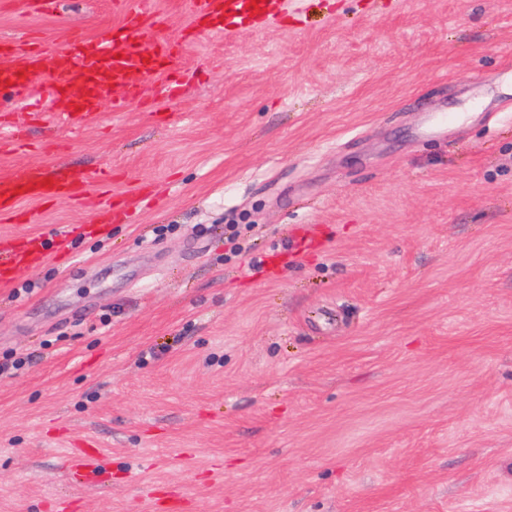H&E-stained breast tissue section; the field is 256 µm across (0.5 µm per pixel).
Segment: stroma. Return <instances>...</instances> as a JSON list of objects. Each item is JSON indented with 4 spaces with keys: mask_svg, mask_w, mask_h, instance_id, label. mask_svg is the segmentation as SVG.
<instances>
[{
    "mask_svg": "<svg viewBox=\"0 0 512 512\" xmlns=\"http://www.w3.org/2000/svg\"><path fill=\"white\" fill-rule=\"evenodd\" d=\"M71 128L17 102L0 178L53 250L0 286V512H512V0H270ZM113 0L0 37L121 30ZM50 180L48 188L37 186V182L45 184ZM90 177L81 171L47 172L41 168L25 171L15 177L0 178V215L12 214L23 200H36L47 203L61 197L78 200L86 192ZM36 186V189H32Z\"/></svg>",
    "mask_w": 512,
    "mask_h": 512,
    "instance_id": "35a3bbf8",
    "label": "stroma"
}]
</instances>
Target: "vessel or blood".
Listing matches in <instances>:
<instances>
[{"label": "vessel or blood", "instance_id": "vessel-or-blood-1", "mask_svg": "<svg viewBox=\"0 0 512 512\" xmlns=\"http://www.w3.org/2000/svg\"><path fill=\"white\" fill-rule=\"evenodd\" d=\"M124 5L125 25L122 36L91 38L81 30L69 33L65 43L47 55L38 43L16 44L0 39V89L9 90L16 100L27 99L34 86L45 89L59 112L79 120L96 112L101 105L120 112L125 101L115 89L128 85L131 75H138L141 86L150 85L158 63L172 60L178 52L164 36L159 24L143 16L133 0H118ZM252 0H188L195 20L207 21L211 31L221 32L224 22L238 18L248 20ZM23 54V69L9 65L15 54ZM90 184L81 171L47 172L31 169L11 178H0V215L12 214L22 201L42 203L61 197L80 199ZM36 241L22 248L0 245V285L13 281L39 254Z\"/></svg>", "mask_w": 512, "mask_h": 512}]
</instances>
